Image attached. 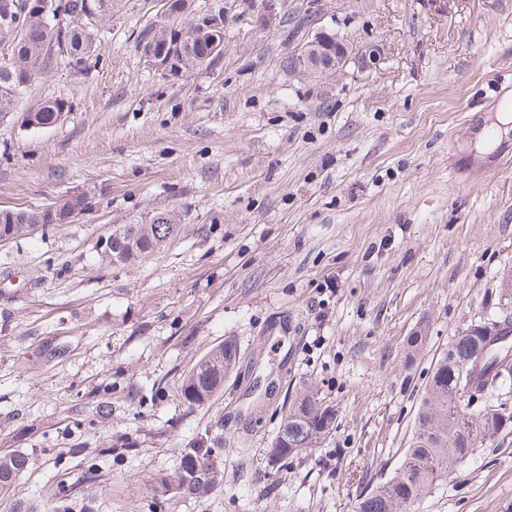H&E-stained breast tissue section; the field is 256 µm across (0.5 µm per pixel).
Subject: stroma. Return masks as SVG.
<instances>
[{
	"mask_svg": "<svg viewBox=\"0 0 512 512\" xmlns=\"http://www.w3.org/2000/svg\"><path fill=\"white\" fill-rule=\"evenodd\" d=\"M191 7L224 10L211 66L158 75L137 39L167 22L164 0H123L98 65L55 67L0 115V209L88 203L0 244V453L30 457L10 497L44 504L62 487L96 512H355L408 447L437 356L480 316L512 311V130L485 153L468 129L477 112L494 123L512 83V0ZM324 29L379 45L380 64L291 73ZM47 99L69 112L27 126ZM165 210L181 216L168 249L101 264L98 237ZM417 331L427 343L408 365ZM228 338L240 361L223 392L185 407L182 377ZM309 386L336 428L273 470L281 415ZM219 419L223 487L156 500L151 477ZM119 436L134 451L88 479L87 456ZM416 512H512V427Z\"/></svg>",
	"mask_w": 512,
	"mask_h": 512,
	"instance_id": "1",
	"label": "stroma"
}]
</instances>
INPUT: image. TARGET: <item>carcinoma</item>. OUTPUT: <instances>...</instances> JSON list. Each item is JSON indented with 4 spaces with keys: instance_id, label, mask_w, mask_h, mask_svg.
Instances as JSON below:
<instances>
[{
    "instance_id": "1",
    "label": "carcinoma",
    "mask_w": 512,
    "mask_h": 512,
    "mask_svg": "<svg viewBox=\"0 0 512 512\" xmlns=\"http://www.w3.org/2000/svg\"><path fill=\"white\" fill-rule=\"evenodd\" d=\"M65 23L60 26L41 14L39 0H0V10L21 15L18 26L0 22V49H7L15 65L0 67V115L11 111L15 97L41 75L64 62L80 68L95 55L102 21L112 16L118 0H56ZM203 23L191 26V44L168 59L154 28L138 40L141 53H152V66L163 77L190 73L210 66L223 50L210 44L224 42V11L203 14ZM68 111L61 101H44L30 109L31 120L47 125ZM50 224L40 211L0 210V232L18 239L28 235L26 225ZM177 225H163L162 233L140 224L124 225V236L106 244L111 266L126 265L162 252L176 234ZM512 335V318L483 317L455 336L439 356L421 395L416 426L409 448L392 476L359 496L356 512H415V506L433 484L492 439L504 422L512 420V366L501 373L472 371L484 358L495 336ZM239 361L237 344L226 339L209 350L182 378L180 401L189 408L211 401L224 390L226 379ZM336 427V410L314 390L303 391L281 416L268 452L267 466L277 470L300 452L313 448ZM224 438L204 433L180 450L175 468L151 480L154 496L164 500H203L224 484L221 454ZM29 457L19 451L0 453V500L28 468Z\"/></svg>"
}]
</instances>
